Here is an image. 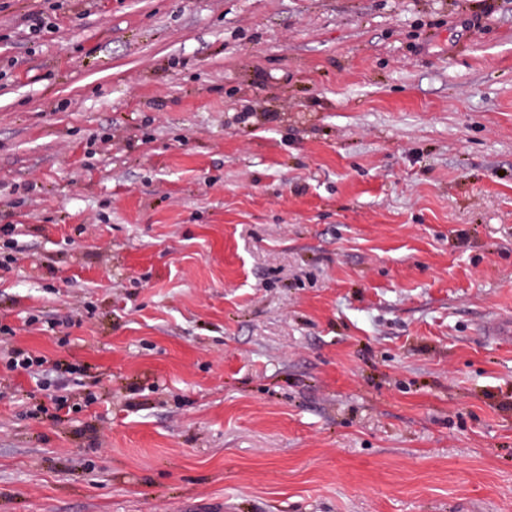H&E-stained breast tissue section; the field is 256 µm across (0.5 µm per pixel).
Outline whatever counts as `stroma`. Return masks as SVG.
I'll use <instances>...</instances> for the list:
<instances>
[{"instance_id": "35a3bbf8", "label": "stroma", "mask_w": 512, "mask_h": 512, "mask_svg": "<svg viewBox=\"0 0 512 512\" xmlns=\"http://www.w3.org/2000/svg\"><path fill=\"white\" fill-rule=\"evenodd\" d=\"M506 316L512 0H0V512H512Z\"/></svg>"}]
</instances>
